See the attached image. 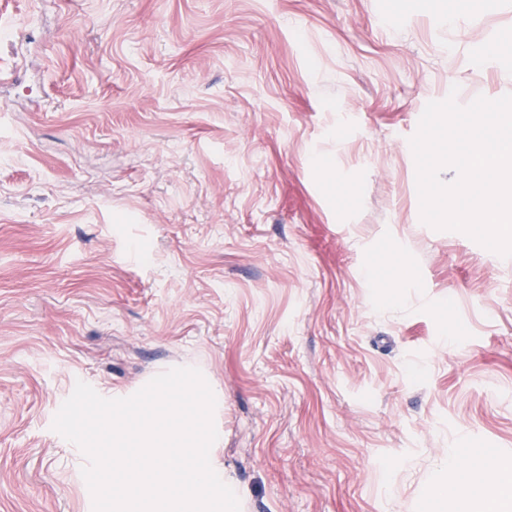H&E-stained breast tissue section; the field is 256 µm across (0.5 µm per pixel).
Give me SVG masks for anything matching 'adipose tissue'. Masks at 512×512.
<instances>
[{
  "instance_id": "adipose-tissue-1",
  "label": "adipose tissue",
  "mask_w": 512,
  "mask_h": 512,
  "mask_svg": "<svg viewBox=\"0 0 512 512\" xmlns=\"http://www.w3.org/2000/svg\"><path fill=\"white\" fill-rule=\"evenodd\" d=\"M451 468V475L436 481L432 487L435 503L448 506L450 512H512L511 465H499L501 477L490 493L470 484L468 464L455 462Z\"/></svg>"
}]
</instances>
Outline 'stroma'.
Masks as SVG:
<instances>
[{
    "instance_id": "stroma-1",
    "label": "stroma",
    "mask_w": 512,
    "mask_h": 512,
    "mask_svg": "<svg viewBox=\"0 0 512 512\" xmlns=\"http://www.w3.org/2000/svg\"><path fill=\"white\" fill-rule=\"evenodd\" d=\"M512 0H0V512H93L77 381L198 368L241 512H436L512 459V257L422 223L426 96ZM409 262V275L397 269Z\"/></svg>"
}]
</instances>
